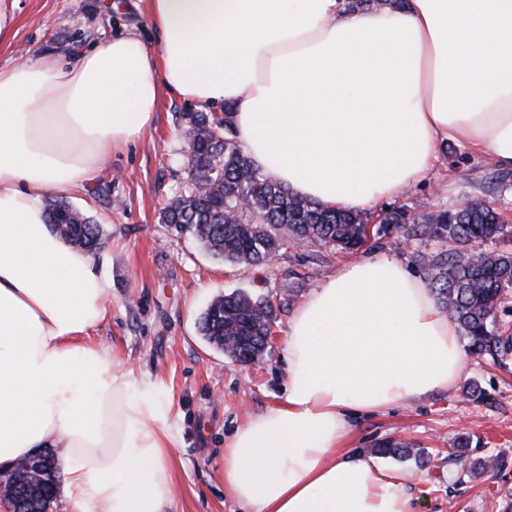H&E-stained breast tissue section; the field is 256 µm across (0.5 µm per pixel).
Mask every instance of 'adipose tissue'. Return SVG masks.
Wrapping results in <instances>:
<instances>
[{
    "label": "adipose tissue",
    "instance_id": "adipose-tissue-1",
    "mask_svg": "<svg viewBox=\"0 0 512 512\" xmlns=\"http://www.w3.org/2000/svg\"><path fill=\"white\" fill-rule=\"evenodd\" d=\"M158 40H98L0 67V473L58 450L63 512H168L170 407L91 330L105 259L46 222L148 131L162 93L231 107L265 174L368 211L422 181L443 143L512 168V0H145ZM282 396L237 428L224 486L245 512H414L404 476L345 449L351 418L458 380L436 294L395 255L343 263L288 324Z\"/></svg>",
    "mask_w": 512,
    "mask_h": 512
}]
</instances>
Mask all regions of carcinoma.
Listing matches in <instances>:
<instances>
[{"mask_svg":"<svg viewBox=\"0 0 512 512\" xmlns=\"http://www.w3.org/2000/svg\"><path fill=\"white\" fill-rule=\"evenodd\" d=\"M186 140L187 181L162 212L163 223L178 235L194 237L213 257L234 266H261L271 261L289 241L338 251L355 250L370 237V225L360 212L325 208L291 193L274 178L262 173L241 152L233 136V112L223 117L212 112L180 115ZM47 223L66 242L93 250L100 245L102 228L62 199L50 201ZM381 231H396L409 239H430L438 249L421 254L419 266L443 309L457 324L467 351L499 360L512 352V336H503L499 307L512 292V227L502 222L495 205L482 198L463 202L454 210L423 209L415 215L401 208L383 214ZM502 240L504 247L474 251L478 243ZM453 246H448V243ZM302 284H283L279 300L232 292L212 301L199 319V332L224 354L251 364L256 355L245 351L233 336H252L264 344L272 330L276 311L289 305ZM460 476L482 475L497 465L491 456L469 458L471 438L456 440ZM375 452L407 458L412 449L393 439ZM57 459L52 454L30 458L41 481L37 487L22 485L16 494H37L40 512L55 503L57 485L52 476Z\"/></svg>","mask_w":512,"mask_h":512,"instance_id":"1","label":"carcinoma"}]
</instances>
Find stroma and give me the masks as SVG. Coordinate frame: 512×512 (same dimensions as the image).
I'll return each instance as SVG.
<instances>
[{
	"label": "stroma",
	"mask_w": 512,
	"mask_h": 512,
	"mask_svg": "<svg viewBox=\"0 0 512 512\" xmlns=\"http://www.w3.org/2000/svg\"><path fill=\"white\" fill-rule=\"evenodd\" d=\"M134 35L155 45L143 0H17L15 21L0 37V67L50 53L72 63L100 38ZM193 106L164 95L153 127L107 159L102 173L66 199L104 231L100 249L110 265L112 307L92 335L123 366L158 383L171 403L169 451L173 512H240L224 488V445L234 431L274 403L287 378L284 344L294 309L278 311L274 339L255 364L235 361L210 346L198 321L217 295L267 293L289 277L309 295L348 261L345 253L294 241L267 265L233 266L205 253L189 236H177L161 216L186 173L180 115ZM498 168L461 143H446L425 179L368 211L371 225L396 206L453 209L479 197L494 203L512 225V185L499 187ZM477 385L480 399L466 395ZM351 451L370 456L379 441L410 444V457L380 458L405 476L415 512H512V357L496 364L466 356L458 382L448 389L386 411L354 417ZM470 434L473 454L501 465L459 479L453 442Z\"/></svg>",
	"instance_id": "obj_1"
}]
</instances>
